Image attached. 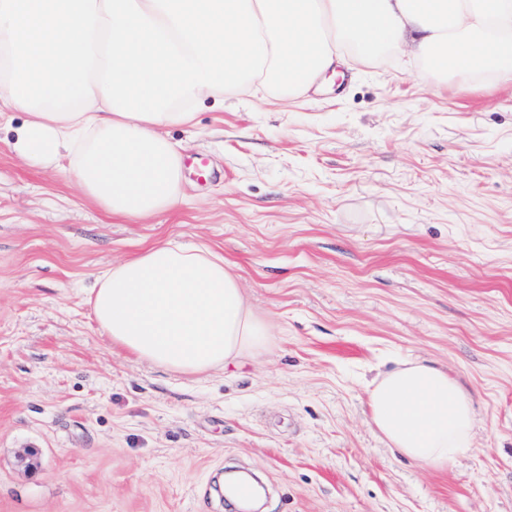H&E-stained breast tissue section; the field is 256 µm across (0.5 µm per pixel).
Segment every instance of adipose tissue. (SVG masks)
Listing matches in <instances>:
<instances>
[{
	"label": "adipose tissue",
	"mask_w": 512,
	"mask_h": 512,
	"mask_svg": "<svg viewBox=\"0 0 512 512\" xmlns=\"http://www.w3.org/2000/svg\"><path fill=\"white\" fill-rule=\"evenodd\" d=\"M402 46L442 77L512 80V0H0V106L27 115L19 158H68L86 197L144 219L180 201L182 156L164 127L257 86L303 94L338 77L345 52ZM88 303L112 344L180 376L241 367L271 344L204 244L160 242L104 268ZM366 394L386 444L418 466L471 453V398L443 366L394 361Z\"/></svg>",
	"instance_id": "ef3b65f1"
}]
</instances>
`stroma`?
Segmentation results:
<instances>
[{
    "label": "stroma",
    "instance_id": "obj_1",
    "mask_svg": "<svg viewBox=\"0 0 512 512\" xmlns=\"http://www.w3.org/2000/svg\"><path fill=\"white\" fill-rule=\"evenodd\" d=\"M0 117V512H512V81L440 83L411 49L308 93L201 105L168 128L181 201L106 213L67 160L32 167ZM174 241L234 266L269 351L169 373L112 345L102 268ZM426 358L470 395L472 455L425 469L376 433L363 385Z\"/></svg>",
    "mask_w": 512,
    "mask_h": 512
}]
</instances>
